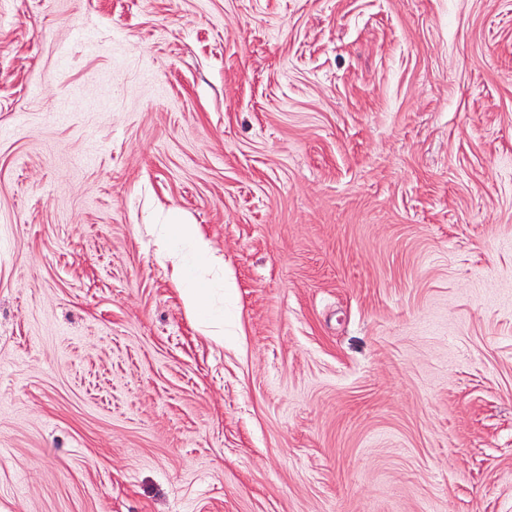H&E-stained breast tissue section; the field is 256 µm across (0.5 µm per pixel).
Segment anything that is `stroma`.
<instances>
[{
    "instance_id": "stroma-1",
    "label": "stroma",
    "mask_w": 512,
    "mask_h": 512,
    "mask_svg": "<svg viewBox=\"0 0 512 512\" xmlns=\"http://www.w3.org/2000/svg\"><path fill=\"white\" fill-rule=\"evenodd\" d=\"M0 512H512V0H0ZM175 224H167L170 230H174L176 235L188 242L200 261L209 260L212 256V249L209 240L202 233L199 225L183 224L178 218H174ZM172 266V279L176 283L180 296L190 313L197 317H204L207 313L206 291L201 286L181 288L183 265L178 256L169 253L166 257Z\"/></svg>"
}]
</instances>
